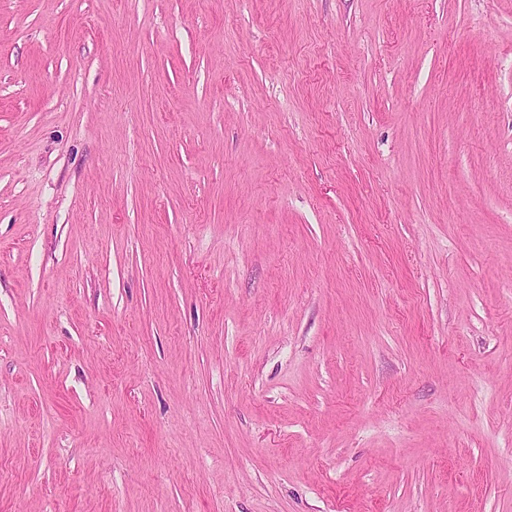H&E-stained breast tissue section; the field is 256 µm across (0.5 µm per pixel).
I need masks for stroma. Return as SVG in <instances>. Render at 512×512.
Here are the masks:
<instances>
[{
	"instance_id": "35a3bbf8",
	"label": "stroma",
	"mask_w": 512,
	"mask_h": 512,
	"mask_svg": "<svg viewBox=\"0 0 512 512\" xmlns=\"http://www.w3.org/2000/svg\"><path fill=\"white\" fill-rule=\"evenodd\" d=\"M0 512H512V0H0Z\"/></svg>"
}]
</instances>
